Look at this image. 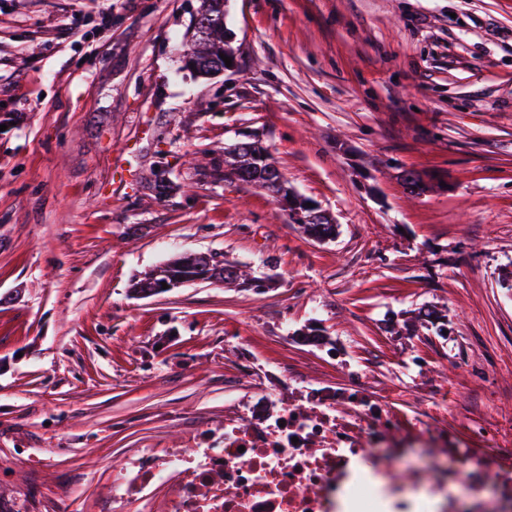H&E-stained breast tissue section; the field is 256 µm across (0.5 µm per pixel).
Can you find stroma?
<instances>
[{
    "label": "stroma",
    "mask_w": 512,
    "mask_h": 512,
    "mask_svg": "<svg viewBox=\"0 0 512 512\" xmlns=\"http://www.w3.org/2000/svg\"><path fill=\"white\" fill-rule=\"evenodd\" d=\"M200 5L0 0V487L21 512L68 476L69 512H97L111 463L223 421L260 386L229 337L341 381L279 332L284 307L299 329L323 305L325 334L391 387L388 317L438 304L464 343L450 359L419 330L426 375L464 412L481 360L512 410V0H228L235 58L209 77L182 55ZM250 140L334 239L213 174ZM184 254L267 288L132 293ZM299 210L300 213L296 212L295 214V223L306 236L318 241L331 240L335 237L332 236V233L336 235V226L327 217L317 222L309 221L307 219L309 216L308 208L299 207Z\"/></svg>",
    "instance_id": "obj_1"
}]
</instances>
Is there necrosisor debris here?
<instances>
[{
  "label": "necrosis or debris",
  "mask_w": 512,
  "mask_h": 512,
  "mask_svg": "<svg viewBox=\"0 0 512 512\" xmlns=\"http://www.w3.org/2000/svg\"><path fill=\"white\" fill-rule=\"evenodd\" d=\"M290 341L335 360L342 382L261 367L238 345L239 366L261 371V390L229 404L223 423L193 428L195 454H127L101 512H419L418 488L426 512H512V412L496 395L481 393L452 429L448 391L424 377L414 347L394 370L401 391L387 394L345 339L299 329ZM407 392L421 408H407ZM457 484L464 496L452 494Z\"/></svg>",
  "instance_id": "necrosis-or-debris-1"
}]
</instances>
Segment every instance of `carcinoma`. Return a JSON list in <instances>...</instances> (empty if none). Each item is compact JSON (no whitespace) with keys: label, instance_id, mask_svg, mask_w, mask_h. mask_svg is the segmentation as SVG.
<instances>
[{"label":"carcinoma","instance_id":"1","mask_svg":"<svg viewBox=\"0 0 512 512\" xmlns=\"http://www.w3.org/2000/svg\"><path fill=\"white\" fill-rule=\"evenodd\" d=\"M227 34L224 29H215L201 22L194 23L192 39L187 41V49L192 51V62L202 75L224 70V52ZM214 170L224 169V174L237 180L252 184L267 191L274 198L289 195L287 181L275 162L255 142H242L233 150L224 152V158L211 159ZM309 212L305 207L296 213L295 223L302 232L315 240L333 239L336 225L328 218L320 221L308 220ZM243 273L238 265L215 256L179 257L165 266L145 275L132 285V291L141 296H151L162 291V283L172 286L194 280H207L226 285H234L242 279Z\"/></svg>","mask_w":512,"mask_h":512}]
</instances>
